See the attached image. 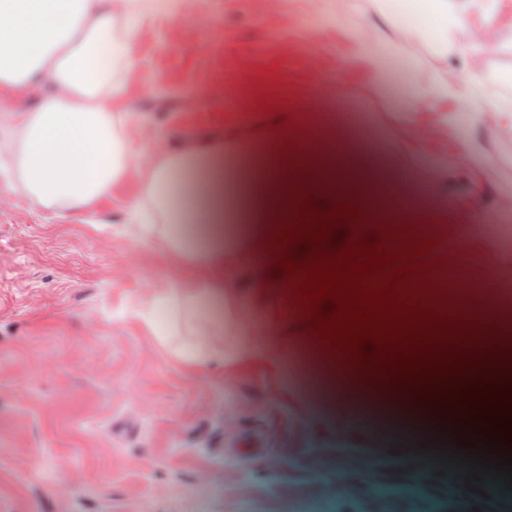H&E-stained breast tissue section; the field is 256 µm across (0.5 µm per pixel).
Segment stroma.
<instances>
[{
	"instance_id": "35a3bbf8",
	"label": "stroma",
	"mask_w": 512,
	"mask_h": 512,
	"mask_svg": "<svg viewBox=\"0 0 512 512\" xmlns=\"http://www.w3.org/2000/svg\"><path fill=\"white\" fill-rule=\"evenodd\" d=\"M150 26L121 75L118 109L164 146L183 137L255 127L256 98L275 93L291 111L340 104L369 115L386 146L427 124L426 149L448 166L455 224L426 225L451 255L461 294L500 297L485 270L512 244V0H461L471 28L496 22L498 51L486 88L497 121L462 123L458 84L476 61L465 39L440 69L448 95L417 120L392 111L355 59L349 34L374 17L371 0H206L205 21L152 0ZM484 160L467 165L460 140ZM142 165L88 208L31 204L0 169V512H512V490L403 447L377 443L372 426L336 427V363L301 332L283 282L254 287L235 272L236 306L271 358L245 355L194 366L135 312L173 280L198 272L121 233L141 190Z\"/></svg>"
}]
</instances>
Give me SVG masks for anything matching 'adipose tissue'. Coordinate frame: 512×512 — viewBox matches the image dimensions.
<instances>
[{
  "label": "adipose tissue",
  "instance_id": "1",
  "mask_svg": "<svg viewBox=\"0 0 512 512\" xmlns=\"http://www.w3.org/2000/svg\"><path fill=\"white\" fill-rule=\"evenodd\" d=\"M133 0H112L109 11L97 0H0V85L25 87L48 82V92L29 111L0 114L10 130L16 180L34 204L62 209L93 206L123 183L138 146L128 113L113 99L120 90L118 69L129 67L130 47L150 16L133 9ZM374 32L359 38L361 59L377 86H385L381 47L402 53L420 40L438 57H447L456 32H464L474 52L490 59L497 47L492 30H471L455 0H405L415 27L392 38L395 19L387 0H376ZM487 73L477 67L461 80L460 94L476 121L496 117L486 94ZM326 150L299 158L298 166L325 178L327 186L358 191L371 217L381 215L382 198L393 185L385 173L371 170L353 139L332 120L310 126ZM275 145L264 127L228 128L223 135L182 139L153 150L141 183V195L129 209L126 232L160 252L177 256L200 270L192 284L156 293L139 311L144 328L157 332V312L168 307L177 323L205 316L211 330L224 326L235 286L231 270L248 266L271 232L275 204L283 197L287 165L271 156L262 170L246 167L242 156L253 143ZM375 395L412 426L433 433L447 429L448 414L468 402L475 427H491L512 414V379L480 383L426 401L404 399L388 384Z\"/></svg>",
  "mask_w": 512,
  "mask_h": 512
}]
</instances>
